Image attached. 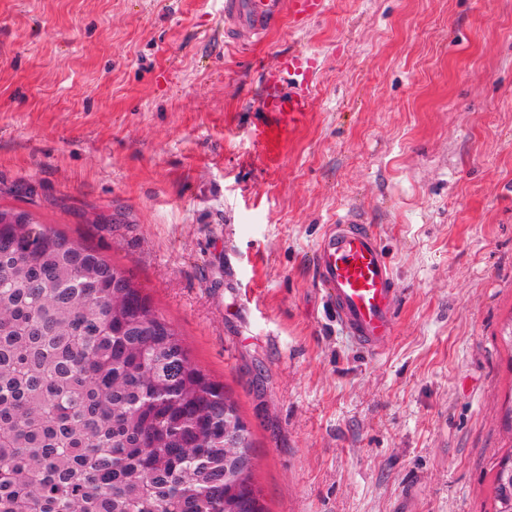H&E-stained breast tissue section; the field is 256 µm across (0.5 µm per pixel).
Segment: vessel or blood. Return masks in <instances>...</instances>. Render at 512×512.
<instances>
[{"mask_svg": "<svg viewBox=\"0 0 512 512\" xmlns=\"http://www.w3.org/2000/svg\"><path fill=\"white\" fill-rule=\"evenodd\" d=\"M325 9L326 0H224V33L236 45L260 36L282 17L299 27ZM316 68L314 57L292 53L263 69L265 124L287 131L303 121L311 110L310 76ZM315 259L337 323L359 347L382 355L393 335L398 299L391 264L375 230L349 218L330 225Z\"/></svg>", "mask_w": 512, "mask_h": 512, "instance_id": "b4317fda", "label": "vessel or blood"}]
</instances>
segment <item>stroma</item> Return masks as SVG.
<instances>
[{"instance_id":"stroma-1","label":"stroma","mask_w":512,"mask_h":512,"mask_svg":"<svg viewBox=\"0 0 512 512\" xmlns=\"http://www.w3.org/2000/svg\"><path fill=\"white\" fill-rule=\"evenodd\" d=\"M316 57L263 126L259 71ZM0 207L126 269L223 381L267 512H493L512 451V0H328L245 52L224 0H0ZM373 225L386 352L319 288ZM313 56L288 54L275 67L262 70L264 123L288 131L311 112L310 75L316 70Z\"/></svg>"}]
</instances>
